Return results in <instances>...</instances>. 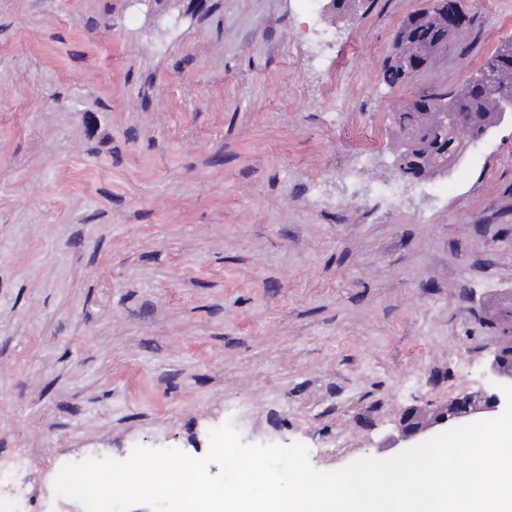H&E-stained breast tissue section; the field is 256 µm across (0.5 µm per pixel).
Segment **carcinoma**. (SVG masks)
<instances>
[{
    "instance_id": "cac0c4a2",
    "label": "carcinoma",
    "mask_w": 512,
    "mask_h": 512,
    "mask_svg": "<svg viewBox=\"0 0 512 512\" xmlns=\"http://www.w3.org/2000/svg\"><path fill=\"white\" fill-rule=\"evenodd\" d=\"M420 25L428 40L415 42L402 25L396 33L398 39L393 41L395 53L390 59L404 63L422 55L430 61L456 32L439 12L421 16ZM489 67L493 69V82L484 97L473 98L464 85L449 92L431 90L414 96L410 107L395 114L400 132L397 155L401 170L425 176L446 169L448 162L461 157L466 143L483 138L495 128L501 100L512 95V65L489 58L478 75Z\"/></svg>"
}]
</instances>
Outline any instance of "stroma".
Returning <instances> with one entry per match:
<instances>
[{
  "instance_id": "obj_1",
  "label": "stroma",
  "mask_w": 512,
  "mask_h": 512,
  "mask_svg": "<svg viewBox=\"0 0 512 512\" xmlns=\"http://www.w3.org/2000/svg\"><path fill=\"white\" fill-rule=\"evenodd\" d=\"M420 3L0 0V512H84L65 465L201 458L227 423L323 472L387 459L406 408L489 386L512 125L413 184L391 142L512 38V0H462L387 86ZM421 2L423 6L413 11L409 16L412 20H416L423 15L420 18V25L426 31L428 40L423 43H416L407 31L404 21L394 37L390 61L405 63L415 55H422L429 64L434 54L447 42L448 37L454 32L464 29L468 23L459 28H450L441 13H428L434 9L445 8L448 13V22L455 24L459 15L464 12L457 0H448V7H446L445 1L441 0H423ZM397 37H400L398 41ZM393 50H396V52L393 53Z\"/></svg>"
}]
</instances>
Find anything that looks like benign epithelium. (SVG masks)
<instances>
[{
	"instance_id": "benign-epithelium-1",
	"label": "benign epithelium",
	"mask_w": 512,
	"mask_h": 512,
	"mask_svg": "<svg viewBox=\"0 0 512 512\" xmlns=\"http://www.w3.org/2000/svg\"><path fill=\"white\" fill-rule=\"evenodd\" d=\"M446 9L448 22L453 24L463 13L458 0H422V7L413 11L410 18L418 17L434 10ZM486 374L493 387L468 389L437 405L415 406L405 411L394 433L384 441L386 448H403L432 433L469 424L481 417L489 416L506 406L503 387L512 386V336H499L486 359Z\"/></svg>"
}]
</instances>
